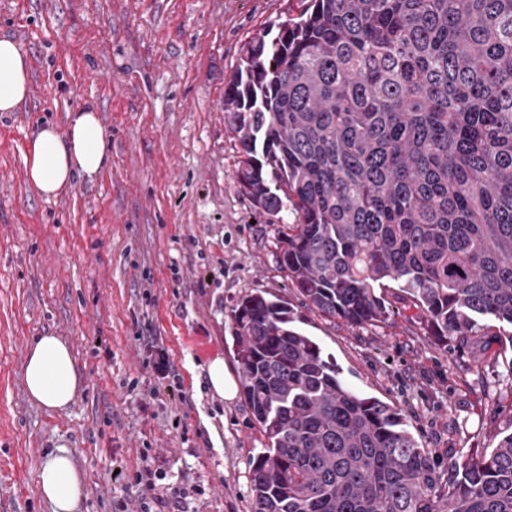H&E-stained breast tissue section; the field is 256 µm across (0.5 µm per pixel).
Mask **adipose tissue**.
Listing matches in <instances>:
<instances>
[{
    "mask_svg": "<svg viewBox=\"0 0 512 512\" xmlns=\"http://www.w3.org/2000/svg\"><path fill=\"white\" fill-rule=\"evenodd\" d=\"M28 85L24 57L12 40L0 38V112L16 111L27 98ZM110 162L103 127L91 106L70 113L66 133L52 125L39 128L25 154L30 185L48 199L72 187L76 179L94 180ZM24 383L31 400L49 409L66 408L80 386L68 344L53 335L35 339L26 359ZM38 486L52 512H77L84 480L67 451L48 455L38 473Z\"/></svg>",
    "mask_w": 512,
    "mask_h": 512,
    "instance_id": "1",
    "label": "adipose tissue"
}]
</instances>
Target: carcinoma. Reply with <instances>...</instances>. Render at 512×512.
<instances>
[{"instance_id": "carcinoma-1", "label": "carcinoma", "mask_w": 512, "mask_h": 512, "mask_svg": "<svg viewBox=\"0 0 512 512\" xmlns=\"http://www.w3.org/2000/svg\"><path fill=\"white\" fill-rule=\"evenodd\" d=\"M223 107L244 194L296 215L277 261L307 311L384 323L393 283L439 348L490 319L512 346V0H302L245 45ZM231 318L266 439L251 512H512V415L445 465L288 302L251 293Z\"/></svg>"}]
</instances>
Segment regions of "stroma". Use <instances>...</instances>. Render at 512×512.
I'll list each match as a JSON object with an SVG mask.
<instances>
[{
	"instance_id": "35a3bbf8",
	"label": "stroma",
	"mask_w": 512,
	"mask_h": 512,
	"mask_svg": "<svg viewBox=\"0 0 512 512\" xmlns=\"http://www.w3.org/2000/svg\"><path fill=\"white\" fill-rule=\"evenodd\" d=\"M296 12L295 0H0V38L30 68L24 104L0 112V512H50L37 477L60 447L85 477L79 512H136L147 467L165 472L157 491L184 512H249L264 439L244 397L213 395L206 368L220 356L239 372L231 311L244 296L300 308L276 260L296 216L242 194L222 103L242 47ZM85 105L112 163L45 198L26 179L28 140L43 125L66 130ZM387 297L394 314L377 326L308 312L305 329L441 461L483 453L512 412V352L497 336L441 351L415 309ZM44 334L70 346L81 378L62 410L23 383ZM151 337L183 400L169 401V379L153 372Z\"/></svg>"
}]
</instances>
